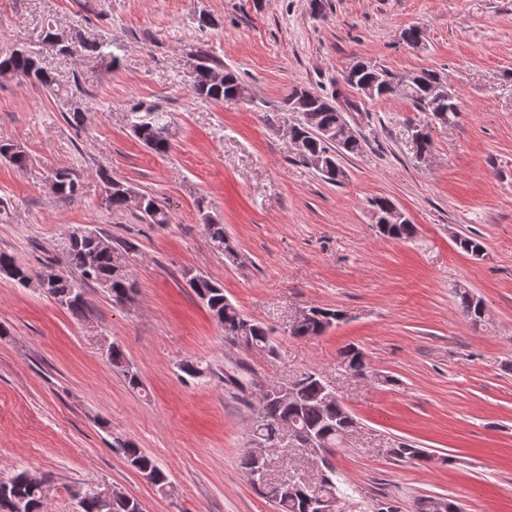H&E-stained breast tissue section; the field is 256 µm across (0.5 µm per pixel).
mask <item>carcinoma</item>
I'll list each match as a JSON object with an SVG mask.
<instances>
[{
	"mask_svg": "<svg viewBox=\"0 0 512 512\" xmlns=\"http://www.w3.org/2000/svg\"><path fill=\"white\" fill-rule=\"evenodd\" d=\"M112 43L107 41H94L86 45L89 52L96 55L105 66L114 65L116 57L112 56ZM10 76L21 78L33 84L41 85L48 90L54 88L55 80L39 65L38 52L28 49H14L8 53L0 54V77ZM438 75L430 69L417 72L418 82L406 90H390V85L398 75L390 72L384 66L371 61L361 62V67L354 72L346 74L344 83L356 84L376 82L380 89V96L398 93L408 99L415 111L424 112L423 99L429 82ZM192 93L205 101H222L226 98L244 99L247 96V87L240 76L233 70L215 66L213 60L202 54L196 58L193 67ZM311 106L314 111L309 118L303 119L301 125L293 129V136L302 144V157L309 160L314 156L323 159L319 172L328 180L339 183L344 178L343 172L336 169L338 157L342 155H358L363 152L364 144L356 136H343V123L346 113L336 111L321 97L313 100ZM445 118H440L436 112H425L423 127L434 121L449 123L458 115V106L455 99L443 104ZM130 125L133 133L146 147L156 153H166L170 150L172 131L170 122L164 113L154 107L142 104L134 106L130 112ZM9 154L8 161L19 170H25L30 165L29 155L16 145L0 140V156ZM55 180V194L64 199H72L82 194L83 184L77 176L67 169H55L49 173ZM104 184L105 202L113 210L127 208L124 189L119 183L111 180L105 173H100ZM142 213L147 216L151 224H168L170 216L167 210L153 197L142 195ZM204 232L213 248L224 255L225 258L237 257V248L231 238L224 231V225L213 218L203 224ZM82 235L78 238L69 237L65 253V263L74 269L79 277L73 278L59 272L52 273L47 280L44 292L61 307L68 310L73 316L81 318L86 311L83 286L95 284L105 292L112 303L119 305L133 299L136 285L128 273L116 272L114 255L120 249L114 247L110 250L101 249L95 242L99 232L88 226L78 228ZM415 226L408 224H389L380 233L392 240H407L414 236ZM456 244L465 253L477 257L484 251L481 240L470 235H459ZM14 268L18 277L14 279L18 285L27 287V280L39 275V272L17 263L15 257L6 252H0V269ZM195 282L189 284L198 300L207 309L210 317L224 327L225 340L233 345L247 349L273 352L274 346L270 339L269 330L263 325L245 318L238 308L224 295V287L208 276L196 274ZM460 309L463 316L476 322L481 319L478 314V303L474 296L467 291L458 292ZM318 316L307 321L299 322L290 329L294 336H319L332 327L337 321L339 310L317 308ZM342 362L347 369L357 375L365 374L366 363L362 352L349 346L341 351ZM108 360L112 366L123 374L128 386L133 390L142 387L138 371L127 368L129 360L125 357L121 347L114 343L108 349ZM251 367L245 362H238L224 371V384L230 388L246 391L251 385ZM296 397L288 402L279 398L264 397L259 399L262 408L261 420L255 427L254 436L273 441L280 436L284 424H291L290 432L297 435L308 433L317 436L322 447L320 451L330 452L342 445L345 427L354 422L350 413L334 398L326 401L321 394L323 383L316 374L307 372L294 380ZM126 462L133 464L140 472L146 471L153 476V486L161 491L167 486L169 477L157 461L133 441L125 440L116 447ZM391 454L398 461H423L428 459L424 450L406 442L397 443ZM328 476L321 479L319 491L314 492L300 481H288L286 485L296 486L300 493L289 496L281 490L282 484L269 485L271 500L275 502L278 512H310L309 500L317 496L321 498L341 499L346 494L343 481L336 473L331 463H326ZM78 500L80 512H144L136 499L128 496L113 497L107 501L101 500L94 487H78ZM46 492L43 484L34 481L28 471L20 470L5 480L0 479V512H42L45 505Z\"/></svg>",
	"mask_w": 512,
	"mask_h": 512,
	"instance_id": "1",
	"label": "carcinoma"
}]
</instances>
